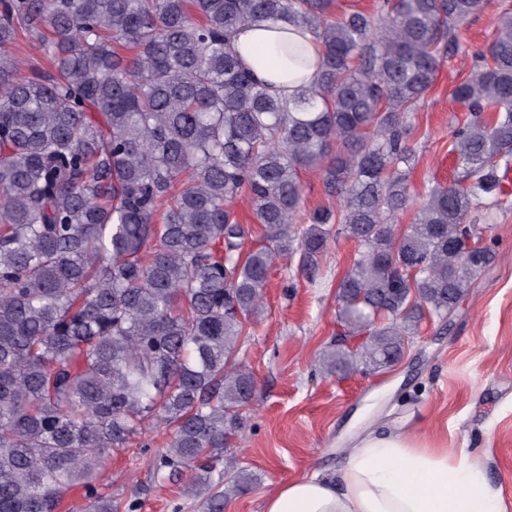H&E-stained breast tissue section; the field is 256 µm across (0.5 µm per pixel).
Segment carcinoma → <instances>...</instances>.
Listing matches in <instances>:
<instances>
[{
	"instance_id": "obj_1",
	"label": "carcinoma",
	"mask_w": 512,
	"mask_h": 512,
	"mask_svg": "<svg viewBox=\"0 0 512 512\" xmlns=\"http://www.w3.org/2000/svg\"><path fill=\"white\" fill-rule=\"evenodd\" d=\"M484 0H378L331 19L334 0H0V512H134L94 480L143 421L170 438L162 478L224 512L227 443L254 376L238 362L277 256L313 281L332 234L358 249L337 288L341 343L325 374L396 364L494 258L473 214L507 203L512 13L453 100L452 184L410 193L411 117L440 58ZM307 26L324 51L293 101L270 96L227 49L245 25ZM53 69L16 78L18 32ZM339 207L306 211L301 173ZM247 195L265 243L234 216ZM415 208L411 223L400 218Z\"/></svg>"
}]
</instances>
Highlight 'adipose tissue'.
Segmentation results:
<instances>
[{
	"label": "adipose tissue",
	"mask_w": 512,
	"mask_h": 512,
	"mask_svg": "<svg viewBox=\"0 0 512 512\" xmlns=\"http://www.w3.org/2000/svg\"><path fill=\"white\" fill-rule=\"evenodd\" d=\"M231 49L271 92L291 99L311 85L323 49L304 26L266 21L238 30ZM333 476L312 471L264 500L263 512H512L474 455L431 433L372 430L344 451Z\"/></svg>",
	"instance_id": "obj_1"
}]
</instances>
